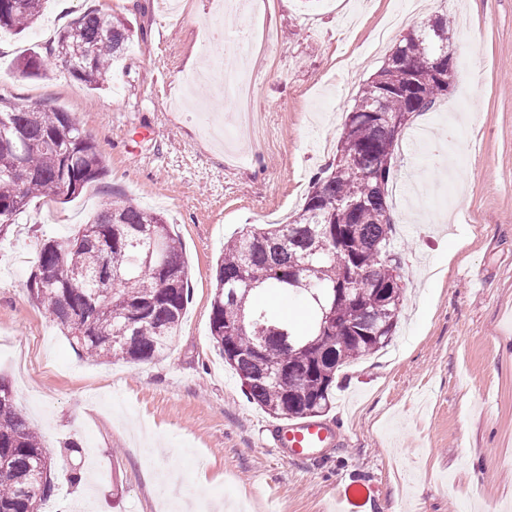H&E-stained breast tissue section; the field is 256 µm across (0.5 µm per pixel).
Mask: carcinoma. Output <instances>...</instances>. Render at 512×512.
I'll list each match as a JSON object with an SVG mask.
<instances>
[{
    "label": "carcinoma",
    "instance_id": "obj_1",
    "mask_svg": "<svg viewBox=\"0 0 512 512\" xmlns=\"http://www.w3.org/2000/svg\"><path fill=\"white\" fill-rule=\"evenodd\" d=\"M44 0H0V29L23 32ZM452 30L437 16L399 40L348 112L336 154L315 177L302 209L284 224L246 229L217 263L210 333L247 398L288 419L329 410L336 372L383 348L403 302L394 221L387 204L392 157L411 116L448 93L418 63L448 52ZM129 34L121 19L84 15L59 32L48 54L84 46L68 72L89 90L108 83ZM23 78L45 74L41 52L18 63ZM29 170L15 177L16 163ZM107 171L94 141L67 112L0 111V228L41 195L67 199ZM71 345L95 362L153 359L169 347L189 303L187 265L161 214L106 203L77 232L44 242L30 281ZM268 295L303 299L304 324L266 306ZM53 452L28 424L0 377V512H40Z\"/></svg>",
    "mask_w": 512,
    "mask_h": 512
}]
</instances>
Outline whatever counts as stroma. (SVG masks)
I'll use <instances>...</instances> for the list:
<instances>
[{"instance_id":"1","label":"stroma","mask_w":512,"mask_h":512,"mask_svg":"<svg viewBox=\"0 0 512 512\" xmlns=\"http://www.w3.org/2000/svg\"><path fill=\"white\" fill-rule=\"evenodd\" d=\"M97 12L131 40L108 90L56 61L23 79L18 61ZM449 18L451 49L469 50L447 96L413 117L393 155L388 205L405 301L386 347L342 369L324 421L337 444L288 460L287 426L250 403L210 336L217 261L245 228L301 208L362 87L411 28ZM276 68L254 66L263 134L238 126L215 88L238 59L209 41L244 28L215 0L171 21L161 0H48L22 34L0 33V111L70 113L107 173L68 200L34 199L0 234V376L54 450L53 496L40 512H163L157 485L209 512H332L361 486L357 512H512V0H275ZM211 71L207 82L189 76ZM460 118L446 152L466 185L454 223L407 216L410 189L436 162L412 136ZM107 201L163 214L184 252L190 303L178 336L152 360L78 355L29 292L44 240L71 234ZM79 447L72 455L68 443ZM81 479H70L72 468Z\"/></svg>"}]
</instances>
